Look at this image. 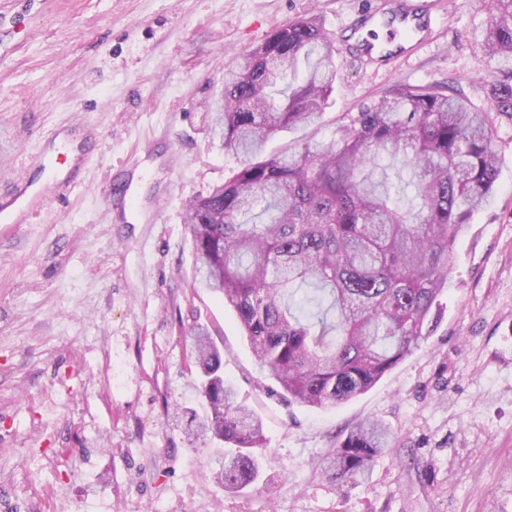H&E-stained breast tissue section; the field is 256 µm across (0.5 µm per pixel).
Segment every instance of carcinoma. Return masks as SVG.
<instances>
[{
	"mask_svg": "<svg viewBox=\"0 0 512 512\" xmlns=\"http://www.w3.org/2000/svg\"><path fill=\"white\" fill-rule=\"evenodd\" d=\"M491 2L482 49L512 66V0ZM336 51L313 17L236 60L213 132L240 167L185 218L197 283L233 307L266 377L310 407L366 392L432 334L452 247L498 176L489 113L431 86L396 85L341 113L330 138L264 156L277 134L322 119ZM488 96L512 116V74ZM304 284L321 297L298 295ZM190 338L206 414L191 415L188 435L234 445L209 471L235 492L259 473L262 421L236 402L209 331ZM392 443L385 423L363 419L329 450L325 473L349 484Z\"/></svg>",
	"mask_w": 512,
	"mask_h": 512,
	"instance_id": "obj_1",
	"label": "carcinoma"
}]
</instances>
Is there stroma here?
Wrapping results in <instances>:
<instances>
[{
    "instance_id": "1",
    "label": "stroma",
    "mask_w": 512,
    "mask_h": 512,
    "mask_svg": "<svg viewBox=\"0 0 512 512\" xmlns=\"http://www.w3.org/2000/svg\"><path fill=\"white\" fill-rule=\"evenodd\" d=\"M366 2L0 0V190L49 129L85 158L66 199L0 224V512H512L511 117L493 119L498 180L453 246L435 331L349 402L289 401L233 309L194 284L187 205L239 168L208 125L228 66L313 13L338 40ZM438 3L432 42L391 68L340 49L322 122L269 153L329 138L338 113L397 84L485 107V80L507 71L481 49L492 14ZM197 324L264 422L260 476L235 493L205 475L215 442L186 433ZM366 418L396 443L367 481L338 485L320 461Z\"/></svg>"
}]
</instances>
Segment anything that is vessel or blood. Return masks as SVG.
<instances>
[{
    "label": "vessel or blood",
    "mask_w": 512,
    "mask_h": 512,
    "mask_svg": "<svg viewBox=\"0 0 512 512\" xmlns=\"http://www.w3.org/2000/svg\"><path fill=\"white\" fill-rule=\"evenodd\" d=\"M437 22L428 0H390L387 8L372 6L363 10L351 30V38L365 56L389 61L420 46ZM59 134L56 128L45 132L40 158L29 156L24 159L23 175L14 181L7 195L0 197L1 224L22 223L29 214L43 207L45 191L30 182L27 171L36 161L50 165L48 148Z\"/></svg>",
    "instance_id": "vessel-or-blood-1"
}]
</instances>
